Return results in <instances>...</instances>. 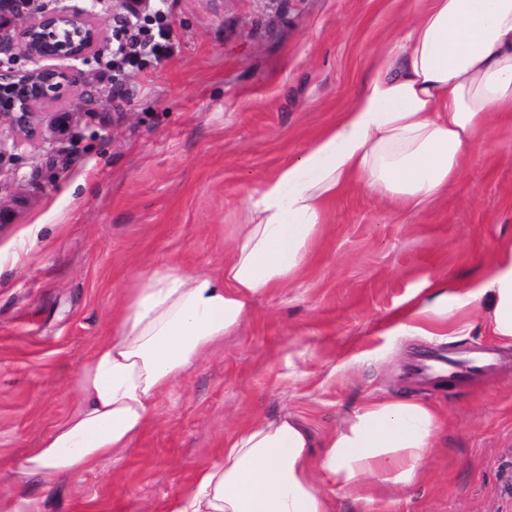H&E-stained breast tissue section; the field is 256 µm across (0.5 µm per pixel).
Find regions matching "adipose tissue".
<instances>
[{"instance_id": "adipose-tissue-1", "label": "adipose tissue", "mask_w": 512, "mask_h": 512, "mask_svg": "<svg viewBox=\"0 0 512 512\" xmlns=\"http://www.w3.org/2000/svg\"><path fill=\"white\" fill-rule=\"evenodd\" d=\"M501 114L512 116V0H428L376 54L355 101L297 161L248 193L223 272L162 263L133 277L73 386L74 409L21 460L19 473L50 490L131 447L158 397L239 327L254 300L300 277L329 204L351 183L424 210L447 194ZM451 298L414 308L411 331L464 322L467 307L481 301L488 330L512 340V251ZM438 427L432 405L371 398L316 455L295 415L254 421L225 436L220 461L196 470L170 512H331L321 478L346 492L369 477L412 484Z\"/></svg>"}]
</instances>
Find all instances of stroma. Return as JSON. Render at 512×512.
<instances>
[{"mask_svg":"<svg viewBox=\"0 0 512 512\" xmlns=\"http://www.w3.org/2000/svg\"><path fill=\"white\" fill-rule=\"evenodd\" d=\"M174 54L129 69L64 144L18 140L0 173V495L40 512H167L240 424L288 412L315 442L365 400L434 405L444 419L421 477L373 478L362 508L332 512H512V342L470 326L412 336L399 318L439 287L483 281L512 243V120L474 144L460 180L425 211L399 212L361 183L328 207L302 277L256 298L157 403V416L104 468L41 490L18 462L73 408L69 393L130 277L158 260L224 269L248 192L297 159L352 103L375 54L425 0H168ZM495 352L466 383L415 376L425 357Z\"/></svg>","mask_w":512,"mask_h":512,"instance_id":"1","label":"stroma"}]
</instances>
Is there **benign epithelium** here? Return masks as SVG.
I'll return each instance as SVG.
<instances>
[{"label":"benign epithelium","mask_w":512,"mask_h":512,"mask_svg":"<svg viewBox=\"0 0 512 512\" xmlns=\"http://www.w3.org/2000/svg\"><path fill=\"white\" fill-rule=\"evenodd\" d=\"M29 0H0L8 5L15 21H0V55L12 59L17 52L34 64L18 73L3 68L0 61V88L9 95L0 99V125L27 140L44 139L51 134L55 143L70 131V113L62 112L44 123L37 107L69 94L78 105L91 101L90 82L75 66L94 53L100 30L95 13L87 6H62L52 10L26 12Z\"/></svg>","instance_id":"7a95c632"}]
</instances>
